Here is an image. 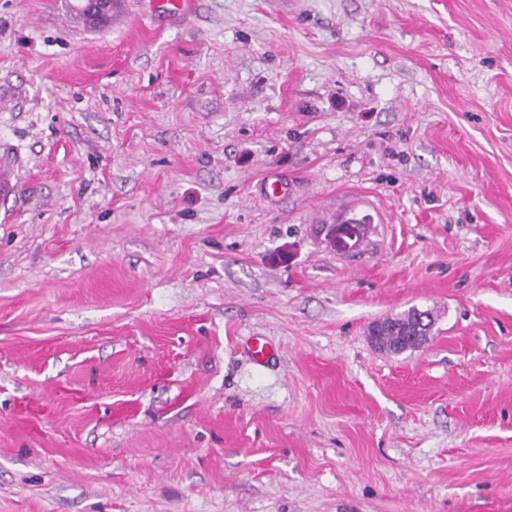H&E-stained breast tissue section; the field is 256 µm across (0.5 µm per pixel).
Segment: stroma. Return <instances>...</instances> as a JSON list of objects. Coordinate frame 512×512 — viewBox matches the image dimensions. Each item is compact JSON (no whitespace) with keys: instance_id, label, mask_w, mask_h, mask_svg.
I'll return each instance as SVG.
<instances>
[{"instance_id":"obj_1","label":"stroma","mask_w":512,"mask_h":512,"mask_svg":"<svg viewBox=\"0 0 512 512\" xmlns=\"http://www.w3.org/2000/svg\"><path fill=\"white\" fill-rule=\"evenodd\" d=\"M75 5L0 0V512H512V0ZM359 221H350L344 224H326L323 226L325 240L330 247L340 251H350L357 248L362 242L367 224ZM419 309L412 308L407 312L399 314L395 317L387 318V327L376 333L373 329V324L369 335L383 336L378 342L379 348L385 349L392 354H401L407 350L406 340L403 336H409L411 333H419L424 336H417L421 346L425 344L430 335L431 329L434 325V318L430 311H421L420 316H417ZM423 317V319H421ZM420 327V329H418Z\"/></svg>"}]
</instances>
